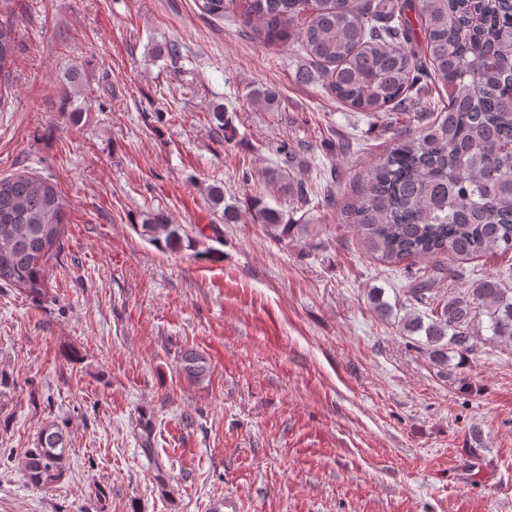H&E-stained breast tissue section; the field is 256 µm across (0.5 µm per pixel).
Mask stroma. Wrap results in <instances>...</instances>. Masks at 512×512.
Returning a JSON list of instances; mask_svg holds the SVG:
<instances>
[{"instance_id": "1", "label": "stroma", "mask_w": 512, "mask_h": 512, "mask_svg": "<svg viewBox=\"0 0 512 512\" xmlns=\"http://www.w3.org/2000/svg\"><path fill=\"white\" fill-rule=\"evenodd\" d=\"M241 10L0 0L16 32L0 178H49L65 200L46 298L0 288V370L17 381L0 395V454L21 457L51 420H66L70 445L48 491L0 462V512H512V342L479 340L461 394L400 328L402 265L372 255L338 209L273 191L288 143L295 180L332 169L337 200L353 197L394 131L337 101L297 47L256 43ZM169 42L179 59L155 57ZM72 69L82 78L68 88ZM261 87L278 109L252 103ZM216 182L225 204L261 198L298 231L220 223ZM149 209L207 234L158 250L136 229ZM187 349L210 366L201 383L182 373Z\"/></svg>"}]
</instances>
